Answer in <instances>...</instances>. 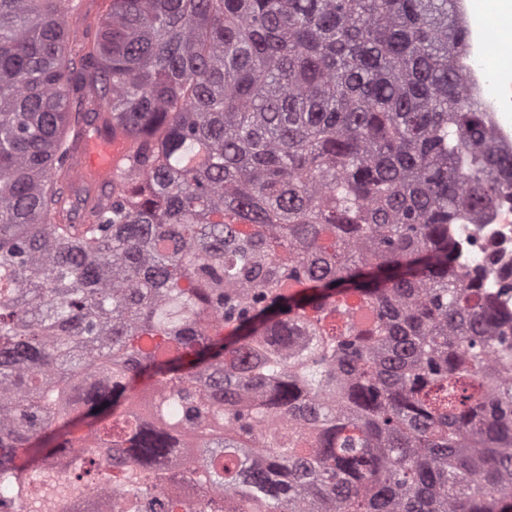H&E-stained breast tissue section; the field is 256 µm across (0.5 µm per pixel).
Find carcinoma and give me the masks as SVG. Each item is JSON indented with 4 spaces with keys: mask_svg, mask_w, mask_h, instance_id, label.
I'll return each instance as SVG.
<instances>
[{
    "mask_svg": "<svg viewBox=\"0 0 512 512\" xmlns=\"http://www.w3.org/2000/svg\"><path fill=\"white\" fill-rule=\"evenodd\" d=\"M101 2L0 0V506L512 512V317L449 232L512 153L453 0ZM128 152L129 143L119 137L88 139L82 145L74 175L92 177L98 183L109 182ZM43 512H112V496L96 494L45 504Z\"/></svg>",
    "mask_w": 512,
    "mask_h": 512,
    "instance_id": "1",
    "label": "carcinoma"
}]
</instances>
